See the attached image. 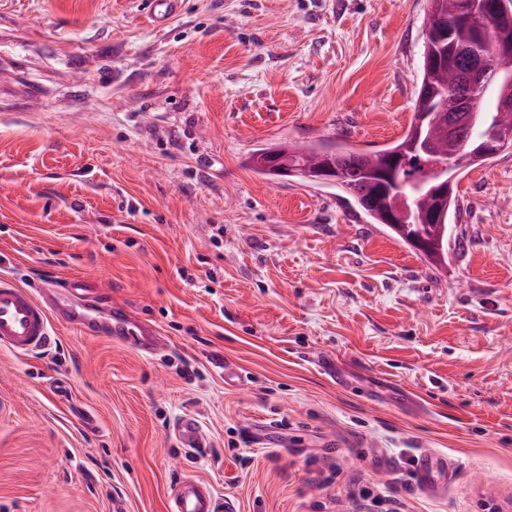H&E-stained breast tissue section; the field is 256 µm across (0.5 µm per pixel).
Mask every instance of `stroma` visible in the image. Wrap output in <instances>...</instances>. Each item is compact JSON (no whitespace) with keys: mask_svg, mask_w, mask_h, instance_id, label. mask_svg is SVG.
<instances>
[{"mask_svg":"<svg viewBox=\"0 0 512 512\" xmlns=\"http://www.w3.org/2000/svg\"><path fill=\"white\" fill-rule=\"evenodd\" d=\"M426 9L0 0V276L107 284L168 341L0 348V512H168L179 476L238 512H512V148L459 181L444 269L246 163L399 138ZM425 450L453 467L434 494ZM173 432L182 448H203V433L199 421L194 416L183 415L177 418L173 424ZM447 468L448 458L425 451L417 459L416 479L429 492L439 490L438 477Z\"/></svg>","mask_w":512,"mask_h":512,"instance_id":"35a3bbf8","label":"stroma"}]
</instances>
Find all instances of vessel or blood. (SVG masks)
Here are the masks:
<instances>
[{
  "label": "vessel or blood",
  "mask_w": 512,
  "mask_h": 512,
  "mask_svg": "<svg viewBox=\"0 0 512 512\" xmlns=\"http://www.w3.org/2000/svg\"><path fill=\"white\" fill-rule=\"evenodd\" d=\"M56 322L87 336L119 340L146 355L159 354L165 348L154 325L133 319L101 288L89 290L69 281L37 291L0 277V347L22 355L45 349L53 342L50 328ZM173 432L183 448L203 445V433L194 416L177 418ZM447 467V458L423 452L417 459L416 479L427 491H436L438 478ZM168 502L169 512H235L232 502H219L213 487L195 477L171 483Z\"/></svg>",
  "instance_id": "obj_1"
}]
</instances>
